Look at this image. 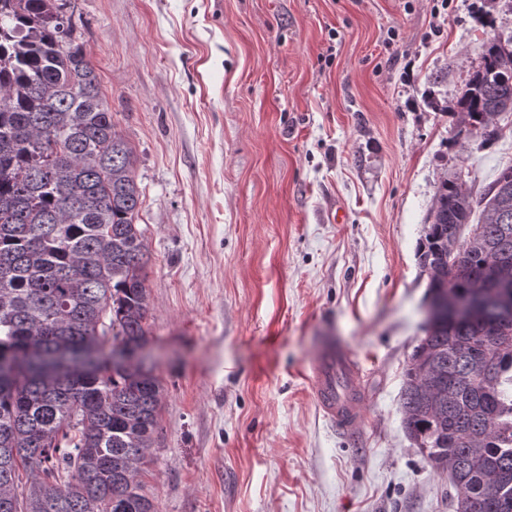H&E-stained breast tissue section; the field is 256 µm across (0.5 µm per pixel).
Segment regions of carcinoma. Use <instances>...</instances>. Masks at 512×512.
Here are the masks:
<instances>
[{"instance_id": "obj_1", "label": "carcinoma", "mask_w": 512, "mask_h": 512, "mask_svg": "<svg viewBox=\"0 0 512 512\" xmlns=\"http://www.w3.org/2000/svg\"><path fill=\"white\" fill-rule=\"evenodd\" d=\"M66 6L0 0V512H158L139 477L160 381L102 351L147 341L142 192ZM455 112L489 137L512 112V51L499 41ZM418 258L431 295L512 297V164L478 199L440 181ZM506 335L472 321L425 329L401 392L407 436L476 512H512Z\"/></svg>"}]
</instances>
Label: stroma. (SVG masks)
I'll use <instances>...</instances> for the list:
<instances>
[{
  "label": "stroma",
  "mask_w": 512,
  "mask_h": 512,
  "mask_svg": "<svg viewBox=\"0 0 512 512\" xmlns=\"http://www.w3.org/2000/svg\"><path fill=\"white\" fill-rule=\"evenodd\" d=\"M134 152L163 389L141 475L159 512H455L407 437L418 250L439 181L480 196L512 112L456 99L512 0H70ZM331 63H324V56ZM367 398L336 432L304 376L327 341Z\"/></svg>",
  "instance_id": "stroma-1"
}]
</instances>
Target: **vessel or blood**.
<instances>
[{"label":"vessel or blood","instance_id":"obj_1","mask_svg":"<svg viewBox=\"0 0 512 512\" xmlns=\"http://www.w3.org/2000/svg\"><path fill=\"white\" fill-rule=\"evenodd\" d=\"M308 379L324 418L342 434L351 436L364 424L361 377L348 351L330 346L313 362Z\"/></svg>","mask_w":512,"mask_h":512}]
</instances>
